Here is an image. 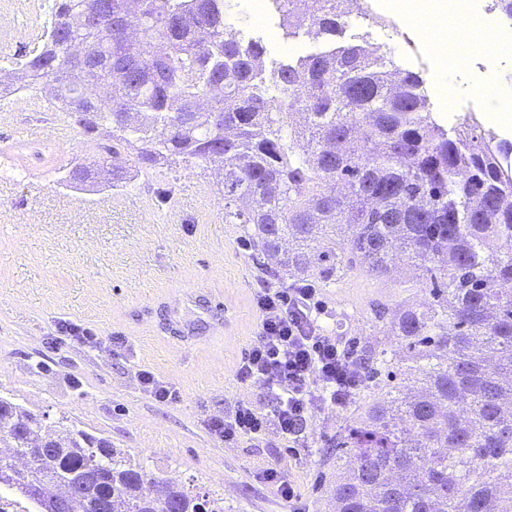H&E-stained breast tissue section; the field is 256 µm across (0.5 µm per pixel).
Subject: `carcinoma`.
I'll return each instance as SVG.
<instances>
[{"mask_svg": "<svg viewBox=\"0 0 512 512\" xmlns=\"http://www.w3.org/2000/svg\"><path fill=\"white\" fill-rule=\"evenodd\" d=\"M280 27L333 46L264 66L261 38L228 22L231 0H52L42 49L23 77L65 101L104 161L217 163L224 221L243 224L279 270L329 282L380 276L398 247L433 285L434 304L382 312L411 365L393 395L336 440L350 465L336 512H512V143L477 123L447 128L423 80L362 39L337 44L345 0H276ZM81 13L99 20L70 30ZM351 230L349 254L330 247ZM328 243L318 254L309 242ZM366 372L385 363L368 349ZM27 471L15 463L42 444ZM0 487L35 512H224L209 493L169 484L149 496L141 464L78 426L62 433L0 397Z\"/></svg>", "mask_w": 512, "mask_h": 512, "instance_id": "carcinoma-1", "label": "carcinoma"}]
</instances>
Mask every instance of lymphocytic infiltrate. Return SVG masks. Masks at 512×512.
<instances>
[{
    "label": "lymphocytic infiltrate",
    "mask_w": 512,
    "mask_h": 512,
    "mask_svg": "<svg viewBox=\"0 0 512 512\" xmlns=\"http://www.w3.org/2000/svg\"><path fill=\"white\" fill-rule=\"evenodd\" d=\"M257 338L239 363L236 377L244 385H262L272 398L270 409L238 404L209 429L224 442L275 432L297 438L314 405L344 406L365 373L335 336L323 326L325 305L310 283L268 285L254 297Z\"/></svg>",
    "instance_id": "1"
}]
</instances>
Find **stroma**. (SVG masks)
Instances as JSON below:
<instances>
[{
	"label": "stroma",
	"mask_w": 512,
	"mask_h": 512,
	"mask_svg": "<svg viewBox=\"0 0 512 512\" xmlns=\"http://www.w3.org/2000/svg\"><path fill=\"white\" fill-rule=\"evenodd\" d=\"M366 14L348 23L387 50L398 68L419 73L440 120L472 116L512 143V123L498 124L502 86L512 65L493 56L461 73L439 70L424 30L372 23L386 16V0H365ZM0 17L13 19L10 52L23 61L38 46L39 18L0 0ZM34 128L38 138L20 139ZM106 131L91 135L65 113L30 104L16 111L0 99V397L47 422L77 425L130 453L155 481L192 484L221 498L224 512H289L263 476L277 467L297 488L299 512H333L340 471L331 447L349 424L386 392L388 373L404 369L396 337L380 313L431 302L430 285L408 287L414 269L395 254L387 275L358 268L320 289L323 319L343 348L361 355L375 344L392 351L390 366L366 380L344 410L315 407L303 433L287 442L274 433L227 444L208 428L242 401L264 404L262 388L235 378L254 343L253 299L269 281L271 265L244 234L224 221L217 167L172 165L135 170L126 187L83 190L57 178L73 162L98 166ZM206 290L233 316L229 328L182 302L183 292ZM74 323L95 341L69 337ZM147 370L173 386L159 402L136 378Z\"/></svg>",
	"instance_id": "35a3bbf8"
}]
</instances>
